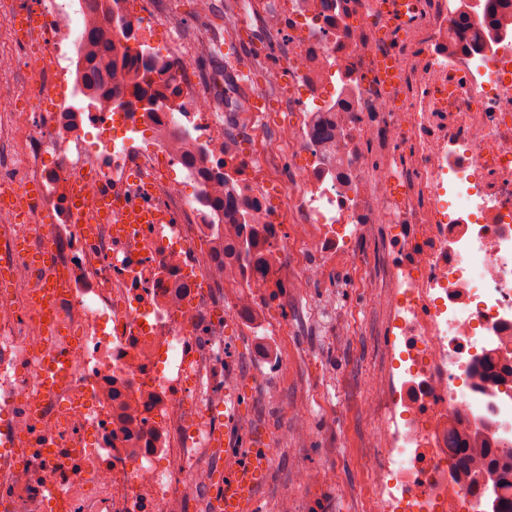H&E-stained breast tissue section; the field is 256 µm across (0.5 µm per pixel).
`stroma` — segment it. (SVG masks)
<instances>
[{"label":"stroma","mask_w":512,"mask_h":512,"mask_svg":"<svg viewBox=\"0 0 512 512\" xmlns=\"http://www.w3.org/2000/svg\"><path fill=\"white\" fill-rule=\"evenodd\" d=\"M34 0H0V84H18L14 59L29 45L8 43L6 20ZM236 67L247 75L236 91L266 97L273 113L285 99L273 76L288 54L287 34L266 31L262 10L236 0ZM270 129L241 139L250 153L265 150L268 178L292 179L287 152L270 142ZM349 264L329 282L289 289L272 298L255 323L240 319L224 327V356L238 386L242 431L272 440L269 471L258 488L257 512H367V472L382 460L383 412L371 413L392 365L388 334L391 306L389 229L373 224L354 246ZM335 306L342 324L330 330L319 309ZM335 480L323 482L325 471Z\"/></svg>","instance_id":"stroma-1"}]
</instances>
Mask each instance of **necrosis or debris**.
I'll list each match as a JSON object with an SVG mask.
<instances>
[{
    "label": "necrosis or debris",
    "mask_w": 512,
    "mask_h": 512,
    "mask_svg": "<svg viewBox=\"0 0 512 512\" xmlns=\"http://www.w3.org/2000/svg\"><path fill=\"white\" fill-rule=\"evenodd\" d=\"M414 2L403 41L376 0H270L269 27L288 35L292 88L278 142L299 160L290 182L273 187L225 135L179 30L157 55L176 81L150 88L174 111H74L87 0H42L38 50L19 67L34 93L0 119V168L20 173L17 190L40 188L27 222L0 211V268L12 284L0 296V512H52V483L63 489L61 512H194L192 492L211 480L196 458L220 397L225 320L289 280L326 281L371 224L393 230L396 344L369 512H466L473 490L448 481V419L485 410L480 392L460 386L471 355L495 334L512 345V0L493 19L484 0ZM385 58L400 87L377 76ZM320 125L335 138L318 141ZM144 128L153 142L139 141ZM178 128L209 154L159 136ZM227 168L277 258L248 296L229 299L223 272L198 253L199 229L214 216L194 196ZM138 185L176 221L115 233L101 205L132 199ZM273 190L283 209L268 207ZM292 235L309 251L293 264ZM17 241L33 253L52 244L64 335H49L33 301L44 282ZM62 353L68 374L45 391L44 369ZM58 448L85 455L66 467Z\"/></svg>",
    "instance_id": "1"
}]
</instances>
